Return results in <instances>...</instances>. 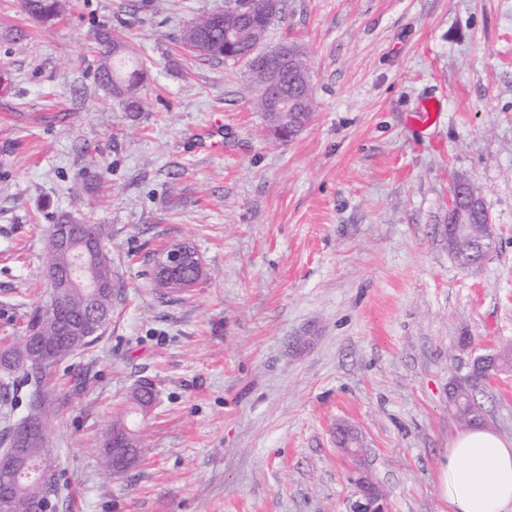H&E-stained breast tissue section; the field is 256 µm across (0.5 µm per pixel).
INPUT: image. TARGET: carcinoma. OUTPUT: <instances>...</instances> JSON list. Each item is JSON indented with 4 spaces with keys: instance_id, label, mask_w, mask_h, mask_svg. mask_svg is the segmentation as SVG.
Listing matches in <instances>:
<instances>
[{
    "instance_id": "1",
    "label": "carcinoma",
    "mask_w": 512,
    "mask_h": 512,
    "mask_svg": "<svg viewBox=\"0 0 512 512\" xmlns=\"http://www.w3.org/2000/svg\"><path fill=\"white\" fill-rule=\"evenodd\" d=\"M68 0H20L21 10L44 25L51 26L67 8ZM284 16V8L275 15L268 11V0H224V10L206 13L193 19L182 31L181 47L188 53L204 60H224L242 62L248 68L257 86L264 85L265 55L284 51L297 58V62L282 61L283 80L278 94L288 96L290 106L298 112L311 114L312 94L310 84L299 82L295 74L309 72V62L304 52L296 45L284 49L278 47L269 51L263 44L271 23ZM97 45L98 64L95 79L112 98L118 100L124 111L139 112L142 102L150 93L143 64L135 57V50L123 34L105 24L97 25L94 33ZM98 237V257L92 271L105 285L100 295L101 307L112 311V268L104 252L102 225H93ZM46 266L45 278L66 270L71 264V256L58 249L53 233L45 239ZM146 275L150 276L156 290L162 296L180 295L182 289L176 284L162 280L151 261H146ZM86 303V296L80 288H70L63 296L60 306L49 309H35L28 320L26 332L42 341L57 344L58 359L75 355L92 345L90 340L77 332H68L67 325L80 318ZM50 363H43L40 351L30 346L27 339L21 342H0V388L4 393H18L28 389L25 421L42 423L44 384ZM457 396L456 410L476 416L481 406L477 392L466 386L454 392ZM153 400V389L148 383L136 385L126 407L107 428L103 444L105 446L106 467L112 468V436L124 432L126 421L132 411ZM0 495L9 496L21 505L19 512H44L55 489L46 473H21L16 478L0 469Z\"/></svg>"
}]
</instances>
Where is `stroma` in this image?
Here are the masks:
<instances>
[{"instance_id": "stroma-1", "label": "stroma", "mask_w": 512, "mask_h": 512, "mask_svg": "<svg viewBox=\"0 0 512 512\" xmlns=\"http://www.w3.org/2000/svg\"><path fill=\"white\" fill-rule=\"evenodd\" d=\"M223 5L138 14L126 34L154 92L133 115L94 79L93 32L124 0H70L49 27L0 0V339L49 299L59 214L104 225L115 288L101 338L49 371L54 512H349L342 423L390 512H449L448 387L485 342L512 344V0H285L264 45L303 49L313 97L287 142L243 64L178 43ZM427 98L436 122L411 123ZM458 176L495 227L470 270L443 232ZM169 242L207 277L162 297L145 258ZM141 381V452L112 475L103 432ZM480 401L512 440V372Z\"/></svg>"}]
</instances>
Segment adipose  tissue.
<instances>
[{"label": "adipose tissue", "instance_id": "obj_1", "mask_svg": "<svg viewBox=\"0 0 512 512\" xmlns=\"http://www.w3.org/2000/svg\"><path fill=\"white\" fill-rule=\"evenodd\" d=\"M439 491L450 512H506L512 505V441L481 427L458 434L440 464Z\"/></svg>", "mask_w": 512, "mask_h": 512}]
</instances>
